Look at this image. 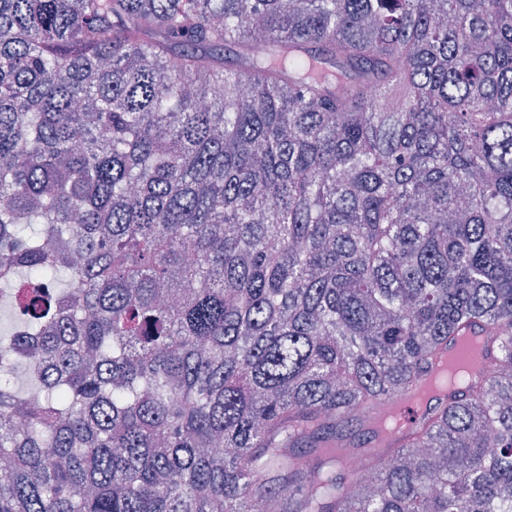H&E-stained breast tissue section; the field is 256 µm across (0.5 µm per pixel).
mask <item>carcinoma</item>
Instances as JSON below:
<instances>
[{"label": "carcinoma", "mask_w": 512, "mask_h": 512, "mask_svg": "<svg viewBox=\"0 0 512 512\" xmlns=\"http://www.w3.org/2000/svg\"><path fill=\"white\" fill-rule=\"evenodd\" d=\"M6 296L0 512H512V0H0ZM410 396L401 399L400 402L395 405L397 411L403 418V431L420 415L421 411L414 406L413 402L410 400ZM402 432L395 431L388 436V441H390L388 442L389 446L396 447L402 443Z\"/></svg>", "instance_id": "obj_1"}]
</instances>
